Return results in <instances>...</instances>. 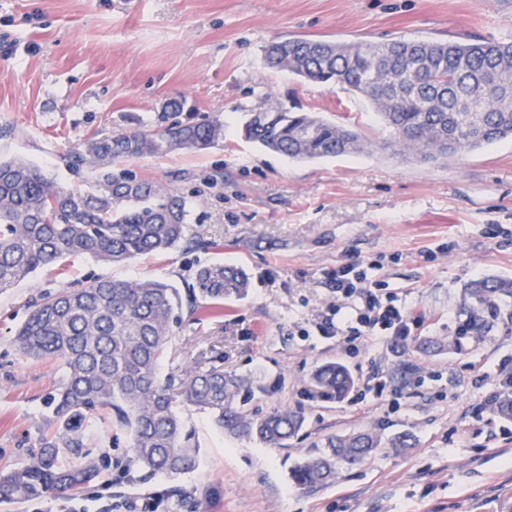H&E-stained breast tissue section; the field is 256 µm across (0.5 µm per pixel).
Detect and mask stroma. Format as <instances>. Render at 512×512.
Returning a JSON list of instances; mask_svg holds the SVG:
<instances>
[{"mask_svg": "<svg viewBox=\"0 0 512 512\" xmlns=\"http://www.w3.org/2000/svg\"><path fill=\"white\" fill-rule=\"evenodd\" d=\"M287 35L498 39L512 35V0H0L1 159L79 190L91 173L70 157L90 137L175 117L224 123L214 147L122 164L186 196L185 236L203 248L113 265L71 256L0 292V469L29 463L55 435L48 401L65 379L59 362L19 356L13 332L40 294L93 278L152 277L183 292L199 265L243 267L245 297L178 311L160 372L218 367L252 379L249 409L305 413L287 447L268 448L183 408L199 464L173 478L140 469L127 432L99 414L87 444L105 461L89 487L1 501L0 512H512V420L485 405L512 373V299L484 335H458L467 284L512 279V138L435 163L392 154L365 98L265 65V46ZM174 99L176 116L165 110ZM272 101L354 127L364 152L293 162L257 146L242 126ZM351 262L423 313L412 336L347 352L319 335L336 299L326 274ZM330 362L354 386L324 401L311 376ZM376 370L383 395L358 401ZM367 429L384 443L365 463L294 485L292 469L329 437ZM403 433L411 447H389Z\"/></svg>", "mask_w": 512, "mask_h": 512, "instance_id": "35a3bbf8", "label": "stroma"}]
</instances>
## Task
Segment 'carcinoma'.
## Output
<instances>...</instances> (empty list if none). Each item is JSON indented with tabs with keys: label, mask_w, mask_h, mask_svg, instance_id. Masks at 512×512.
<instances>
[{
	"label": "carcinoma",
	"mask_w": 512,
	"mask_h": 512,
	"mask_svg": "<svg viewBox=\"0 0 512 512\" xmlns=\"http://www.w3.org/2000/svg\"><path fill=\"white\" fill-rule=\"evenodd\" d=\"M268 65L367 98L392 131L391 146L421 162H437L493 145L512 136V38L423 40L392 37L341 43L279 37L264 48ZM272 120L251 112L244 137L291 160L308 162L363 152L362 135L313 112L281 104ZM224 138L218 120L173 121L162 129L139 127L88 140L75 156L98 169L86 190L57 186L42 169L0 160V291L38 269L89 254L119 263L162 252L183 241L186 198L153 181L110 166L176 149H207ZM250 278L235 265L200 266L187 300L217 308L247 294ZM467 334L483 331L478 312L512 298V280L486 278L467 286ZM182 308L179 291L152 278H95L79 288L46 292L29 306L12 344L26 358H52L65 368L56 415L57 437L33 460L0 473V498H35L81 490L95 480L104 456L84 451L83 422L98 409L126 429L134 462L167 477L194 470L198 448L180 406L202 410L227 433L281 448L303 426L299 410L257 415L242 404L248 380L212 369L160 377L171 328ZM321 398L345 396L353 384L337 363L312 375ZM373 432L332 436L326 454L306 458L292 470L299 486L327 484L336 462H365L380 447ZM72 461L61 464L59 456Z\"/></svg>",
	"instance_id": "obj_1"
}]
</instances>
